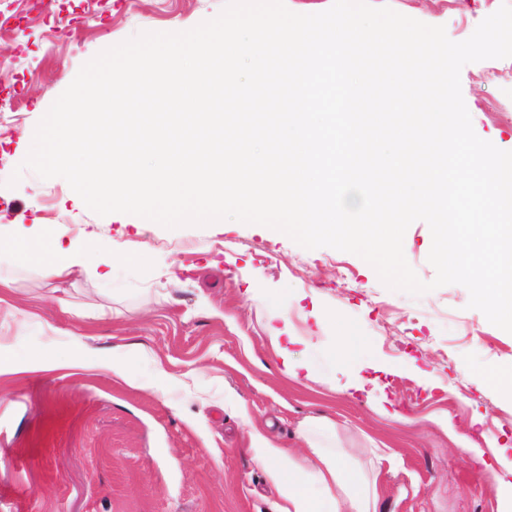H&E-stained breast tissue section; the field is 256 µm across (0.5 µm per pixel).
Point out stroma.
Wrapping results in <instances>:
<instances>
[{"instance_id":"1","label":"stroma","mask_w":512,"mask_h":512,"mask_svg":"<svg viewBox=\"0 0 512 512\" xmlns=\"http://www.w3.org/2000/svg\"><path fill=\"white\" fill-rule=\"evenodd\" d=\"M456 42L512 0H373ZM226 0H59L55 37L39 0H0V236L63 224L89 246H143L149 263L42 279L0 263V512H276L277 485L250 431L295 451L300 423L324 418L335 440L377 467L376 512H504L493 473L512 468V333L469 308L461 285L418 296L387 288L361 257L313 250L256 224L165 228L89 210L62 178L22 169L31 137L79 69L139 33L176 32ZM461 91L476 134L512 151V58L470 63ZM16 186H9L13 172ZM404 254L431 282L429 226ZM178 263L177 279L164 269ZM336 316L366 349L348 362ZM281 336L273 349L269 336ZM125 346L137 385L108 371H41L46 350ZM295 365L288 376L286 365ZM483 451L474 462L457 446ZM381 448L384 461H375Z\"/></svg>"}]
</instances>
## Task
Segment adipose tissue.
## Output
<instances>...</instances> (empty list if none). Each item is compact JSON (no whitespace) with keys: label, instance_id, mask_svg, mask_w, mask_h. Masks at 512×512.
Returning a JSON list of instances; mask_svg holds the SVG:
<instances>
[{"label":"adipose tissue","instance_id":"obj_1","mask_svg":"<svg viewBox=\"0 0 512 512\" xmlns=\"http://www.w3.org/2000/svg\"><path fill=\"white\" fill-rule=\"evenodd\" d=\"M2 251L18 263L38 266L47 278L67 277L74 268L95 261L94 254L83 242L68 239L62 224L44 226L40 239L35 242L21 236L0 241ZM40 359L48 370L80 365L111 371L113 376L129 383L136 380L130 358L117 348L105 354L81 350L66 357L44 352ZM327 429L326 423L306 422L302 437L307 448L297 456L260 432H252L255 456L267 466L280 489L283 503L279 512H376V480L352 464L350 449L332 448L322 442Z\"/></svg>","mask_w":512,"mask_h":512}]
</instances>
